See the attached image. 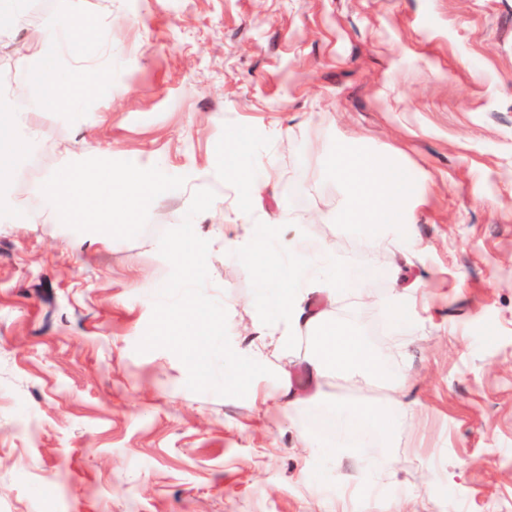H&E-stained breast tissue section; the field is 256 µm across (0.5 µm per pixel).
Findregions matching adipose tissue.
I'll return each instance as SVG.
<instances>
[{
  "label": "adipose tissue",
  "instance_id": "1",
  "mask_svg": "<svg viewBox=\"0 0 512 512\" xmlns=\"http://www.w3.org/2000/svg\"><path fill=\"white\" fill-rule=\"evenodd\" d=\"M95 27V20L75 6L63 25L29 32L17 59L24 76L23 104L18 108L0 105V184L12 179L18 159L36 142L45 114L108 100L112 85L81 41L82 34ZM243 142V135L235 133L224 141L225 170L242 198L234 214L244 232L232 246L247 260L267 307L254 327L255 339L240 349L225 383L257 397L258 370L272 345L283 363L271 396L285 407L303 403L292 389L290 367L298 359L315 388L338 378L351 388L365 390L378 381L382 357L357 326L331 312L347 292L346 269L329 243L290 242L280 220L256 218L257 203L274 175L263 164L243 159ZM324 163L341 195V207L329 216V223L353 226L369 244L388 240L403 255L417 253L410 226L416 207L425 201L427 184L417 183L403 164L384 160L348 138L336 140ZM163 190L151 171L131 169L117 174L111 167L88 164L50 175L43 187L48 205L62 208L65 224L98 230L107 239L122 225L136 223ZM204 316L203 306L190 300L165 318L161 330L162 335L174 337L189 367L201 377L207 371L209 339L224 329L223 321L208 322ZM385 390L382 407L337 403V417L346 431L366 426L383 439L392 437L410 412L407 383L391 380Z\"/></svg>",
  "mask_w": 512,
  "mask_h": 512
}]
</instances>
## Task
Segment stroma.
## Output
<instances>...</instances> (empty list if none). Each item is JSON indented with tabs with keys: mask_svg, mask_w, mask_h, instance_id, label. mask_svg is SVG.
Here are the masks:
<instances>
[{
	"mask_svg": "<svg viewBox=\"0 0 512 512\" xmlns=\"http://www.w3.org/2000/svg\"><path fill=\"white\" fill-rule=\"evenodd\" d=\"M79 5L109 49L108 119L48 113L0 194L48 215L44 181L80 141L86 161L151 170L164 192L126 233L77 250L46 225L0 223V512H336L340 495L346 512H512V0ZM64 16L63 0H26L0 36V103L19 102L28 30ZM238 130L278 173L260 211L334 241L383 377L409 380L413 417L389 449L372 436L336 467L301 448L300 431L335 436L309 416L354 398L336 381L295 416L224 388L227 343L248 342L262 310L224 248L239 188L221 150ZM342 137L433 179L399 278L390 244L317 220L339 193L307 148ZM189 216L208 254L194 293L226 324L203 382L156 337L184 291L167 253ZM417 284L418 320L394 329L382 300ZM385 452L394 478L341 486Z\"/></svg>",
	"mask_w": 512,
	"mask_h": 512,
	"instance_id": "35a3bbf8",
	"label": "stroma"
}]
</instances>
